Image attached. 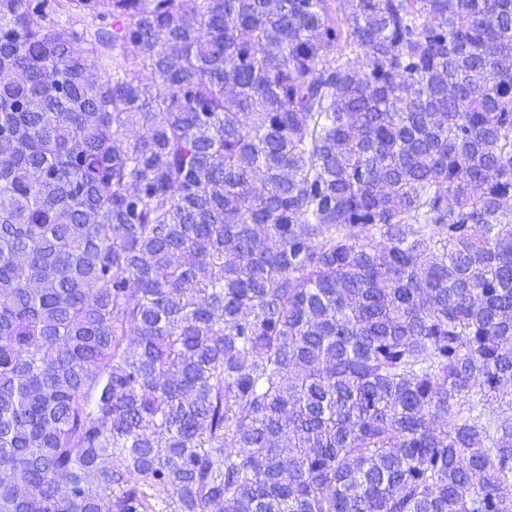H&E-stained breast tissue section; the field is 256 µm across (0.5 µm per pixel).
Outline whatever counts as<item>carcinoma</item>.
Instances as JSON below:
<instances>
[{
  "instance_id": "carcinoma-1",
  "label": "carcinoma",
  "mask_w": 512,
  "mask_h": 512,
  "mask_svg": "<svg viewBox=\"0 0 512 512\" xmlns=\"http://www.w3.org/2000/svg\"><path fill=\"white\" fill-rule=\"evenodd\" d=\"M0 55V512H512V0H0Z\"/></svg>"
}]
</instances>
